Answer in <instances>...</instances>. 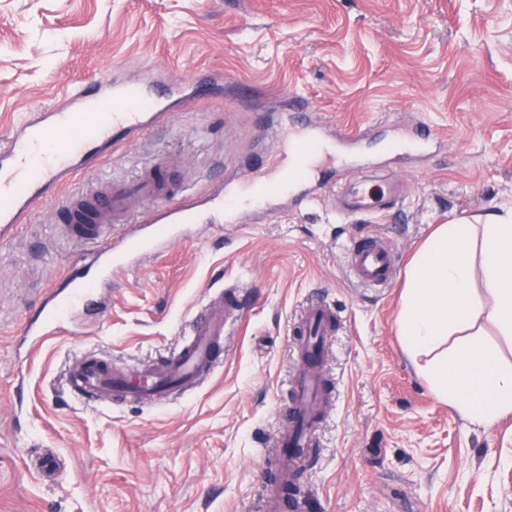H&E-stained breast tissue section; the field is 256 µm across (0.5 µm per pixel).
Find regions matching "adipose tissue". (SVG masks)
Here are the masks:
<instances>
[{"label":"adipose tissue","mask_w":512,"mask_h":512,"mask_svg":"<svg viewBox=\"0 0 512 512\" xmlns=\"http://www.w3.org/2000/svg\"><path fill=\"white\" fill-rule=\"evenodd\" d=\"M486 320L512 335V223L439 225L407 270L398 332L437 400L489 425L512 413V365L486 339Z\"/></svg>","instance_id":"1"}]
</instances>
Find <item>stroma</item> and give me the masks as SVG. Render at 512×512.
Returning a JSON list of instances; mask_svg holds the SVG:
<instances>
[{
	"instance_id": "obj_1",
	"label": "stroma",
	"mask_w": 512,
	"mask_h": 512,
	"mask_svg": "<svg viewBox=\"0 0 512 512\" xmlns=\"http://www.w3.org/2000/svg\"><path fill=\"white\" fill-rule=\"evenodd\" d=\"M210 80L169 124L106 155L93 180L130 179L177 157L193 190L245 177L303 94L336 129L366 128L362 176H402L389 223L327 202L270 200L245 224H198L164 253L101 283L37 353L25 323L71 275L96 276L55 206L0 240V512H254L277 462L312 297L337 311L329 401L292 493L302 512H512V414L490 425L439 402L397 333L406 271L437 225L512 212V0H0V140L75 85L118 73ZM434 123L440 146L409 168L385 151L393 124ZM389 238L392 284L349 277L348 241ZM241 293L224 364L162 407H94L70 397L85 356L136 367L183 341L206 296ZM59 463L46 481L35 459Z\"/></svg>"
}]
</instances>
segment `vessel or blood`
<instances>
[{"label":"vessel or blood","instance_id":"1","mask_svg":"<svg viewBox=\"0 0 512 512\" xmlns=\"http://www.w3.org/2000/svg\"><path fill=\"white\" fill-rule=\"evenodd\" d=\"M183 88L180 82L158 89L106 76L68 91L45 110L26 115L0 144V238L9 236L38 207L56 203L61 233L89 247L93 265L108 278L163 252L182 238L186 225L240 223L243 215L261 208L271 195L301 206L318 199L324 188L333 208L344 217H394L405 193L403 178L387 179L375 190L368 180L352 176L358 134L336 130L298 96L289 97L288 109L298 117L299 134L283 140L280 150L285 162L274 176L248 175V198H228L223 187L194 193L186 182L172 180L176 161L165 156L144 167L135 179L107 186L91 183L57 201L59 187L96 167L116 144L168 123L173 104L187 95ZM435 137L426 122L410 126L404 136L408 157L421 156ZM345 254L350 275L363 286L383 287L397 276V255L387 238L370 235L351 240ZM97 288L96 282L70 277L63 291L40 303L37 316L25 326V336L31 337L33 346H40L92 299ZM237 312L229 297L208 303L194 311L186 342L162 363L130 369L108 359L85 357L71 369L67 383L84 399L108 404L133 400L160 405L173 392H193L222 366L219 348ZM335 320L333 309L316 298L302 317L293 346L299 368L278 436L281 463L266 481L259 512H298L300 508L286 489L303 464V449L313 445L321 417L327 338Z\"/></svg>","mask_w":512,"mask_h":512}]
</instances>
